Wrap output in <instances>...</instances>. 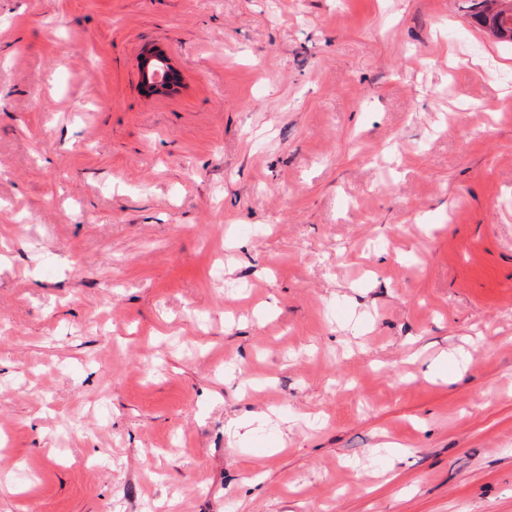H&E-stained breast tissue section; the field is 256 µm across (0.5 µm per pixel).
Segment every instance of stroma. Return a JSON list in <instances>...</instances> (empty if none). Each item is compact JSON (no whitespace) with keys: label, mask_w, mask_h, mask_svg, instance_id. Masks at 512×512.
<instances>
[{"label":"stroma","mask_w":512,"mask_h":512,"mask_svg":"<svg viewBox=\"0 0 512 512\" xmlns=\"http://www.w3.org/2000/svg\"><path fill=\"white\" fill-rule=\"evenodd\" d=\"M471 14L0 0V512H512V42Z\"/></svg>","instance_id":"35a3bbf8"}]
</instances>
